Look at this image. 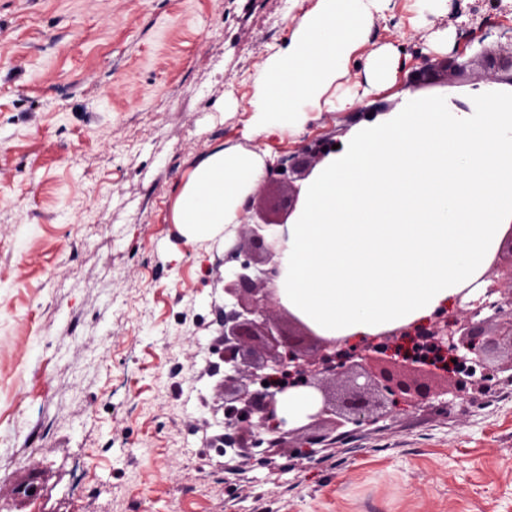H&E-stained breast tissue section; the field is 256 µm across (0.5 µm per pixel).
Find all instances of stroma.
<instances>
[{
	"label": "stroma",
	"instance_id": "stroma-1",
	"mask_svg": "<svg viewBox=\"0 0 512 512\" xmlns=\"http://www.w3.org/2000/svg\"><path fill=\"white\" fill-rule=\"evenodd\" d=\"M394 0L332 87L399 108L512 88V0ZM292 0H0V512H512V378L317 446L224 453V254L288 221L304 179L262 181L227 237L191 243L176 190L213 148L281 157L344 139L355 111L243 138L253 81L290 35ZM454 27L448 49L430 36ZM405 65L364 95L367 56Z\"/></svg>",
	"mask_w": 512,
	"mask_h": 512
}]
</instances>
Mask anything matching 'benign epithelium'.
I'll return each mask as SVG.
<instances>
[{"label":"benign epithelium","instance_id":"1","mask_svg":"<svg viewBox=\"0 0 512 512\" xmlns=\"http://www.w3.org/2000/svg\"><path fill=\"white\" fill-rule=\"evenodd\" d=\"M440 66V61L425 58L409 88L432 80ZM305 166L306 160L291 154L273 164L266 179L284 182ZM271 226L253 224L250 246L236 245L224 255V293L234 299L224 304V419L232 428L224 443L238 457L250 459L264 444L296 453L289 438L321 424L327 430L312 436L315 444L333 440L332 434L340 429L386 419L402 407L439 399L452 406L470 384L483 395L497 386L502 368L489 366L488 360L503 346L512 351V287L505 292L495 275H485L483 287H468L457 295L455 313L425 325L440 349L461 364H471L475 379L467 382L451 371L401 358L385 367L388 356L372 350L364 339H327L291 314L284 321L272 318L270 310L281 307L272 285L280 275L283 245ZM277 370L288 371V380L263 385V379ZM341 376L348 378V385L328 391L325 383ZM436 377L446 378V387H434L431 380ZM296 388L315 394L316 410L308 415V423L287 429L286 420L278 415L277 395Z\"/></svg>","mask_w":512,"mask_h":512}]
</instances>
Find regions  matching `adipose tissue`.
I'll list each match as a JSON object with an SVG mask.
<instances>
[{"label": "adipose tissue", "mask_w": 512, "mask_h": 512, "mask_svg": "<svg viewBox=\"0 0 512 512\" xmlns=\"http://www.w3.org/2000/svg\"><path fill=\"white\" fill-rule=\"evenodd\" d=\"M392 0H317L254 80L245 138L299 133L314 110L353 108L330 89ZM266 158L214 149L180 187L173 219L188 241L239 224ZM512 224V99L471 111L410 97L352 128L310 175L282 227L280 303L317 335L378 336L425 320L489 267Z\"/></svg>", "instance_id": "1"}]
</instances>
